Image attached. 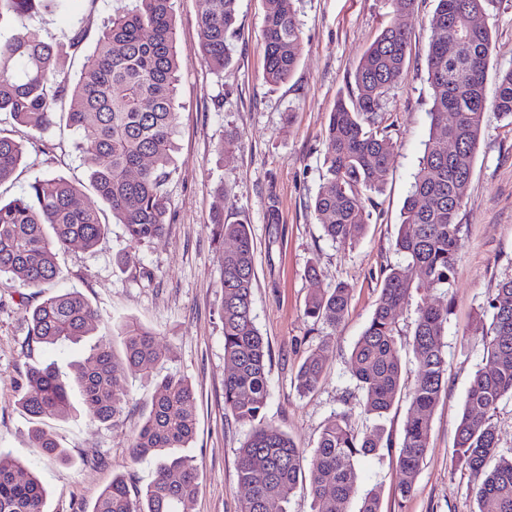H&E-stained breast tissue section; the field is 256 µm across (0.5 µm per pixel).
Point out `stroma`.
Instances as JSON below:
<instances>
[{"instance_id": "1", "label": "stroma", "mask_w": 512, "mask_h": 512, "mask_svg": "<svg viewBox=\"0 0 512 512\" xmlns=\"http://www.w3.org/2000/svg\"><path fill=\"white\" fill-rule=\"evenodd\" d=\"M130 4L73 0L69 12L39 18L43 37L69 77L79 75L104 26ZM435 6V0H416L408 14L397 9L395 0H296L303 38L300 59L286 81L271 85L262 78L263 0H239L236 29L228 38L231 63L221 73L196 51L197 20L206 0H174L181 56L177 149L165 185L170 211L165 234L137 243L111 218L94 249L75 243L60 252V287L81 291L97 313L95 334L76 343L29 352L27 313L40 298L31 289L0 281V449L39 476L47 490L46 512H83L116 476L133 488L147 484L154 465L133 462L131 438L151 410L154 380L170 372L184 376L195 393L196 428L186 450L199 475L194 512H239L245 490L237 479V454L248 428L224 408V242L212 230L218 211L226 221L248 224L253 241V309L271 350L267 421L308 455L333 414L348 412L359 432L383 428L393 449L359 459L352 512L369 493L378 496L381 512H476L471 477L455 460L453 443L468 389L482 365L479 317L499 280L512 275V125L496 112L485 113L473 175L457 217L463 232L451 293L443 298L415 291L407 309L397 314L406 373L383 418L364 413L350 365L352 348L377 306L388 269L403 262L393 241L429 133L426 58ZM392 20L410 36L408 75L391 92L382 122L395 151L383 188L368 206L365 235L356 243L339 244L324 236L312 208L324 172L325 129L337 99L354 86L361 54ZM488 22L493 50L486 93L491 96L495 72L512 68V0H503ZM77 28L86 34L78 52L70 45ZM87 136L86 130L65 126L43 136L17 128L14 137L24 146V163L0 194L20 195L39 177L84 180L78 145ZM272 210L279 215L282 233H274L267 222ZM312 266L317 269L313 278L308 275ZM339 283L352 290L344 320L331 327L306 317L308 296ZM425 302L450 307L448 383L431 415L426 458L410 479L411 495L403 498L397 488L405 477L395 447L403 437L419 369L409 335L415 310ZM124 320L157 335L160 359L152 379L126 364L117 334ZM101 337L112 342L127 401L116 424L106 428L87 419L79 391H72L69 417L52 423L72 462H52L32 446V424L16 404L18 384L33 360L49 358L68 371ZM313 353L324 357V375L313 392L303 395L296 375Z\"/></svg>"}]
</instances>
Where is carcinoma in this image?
<instances>
[{
	"instance_id": "1",
	"label": "carcinoma",
	"mask_w": 512,
	"mask_h": 512,
	"mask_svg": "<svg viewBox=\"0 0 512 512\" xmlns=\"http://www.w3.org/2000/svg\"><path fill=\"white\" fill-rule=\"evenodd\" d=\"M295 0H264L263 79L278 84L290 77L301 52ZM427 56L431 88L429 137L419 160L394 250L407 266L390 269L381 298L353 346L354 377L364 393V411L381 417L393 405L405 372L394 312L409 305L412 289L423 286L448 295L453 288L462 240L457 223L477 154L487 106L512 124V69L497 76L496 95L487 101L492 32L479 21L487 6L502 0H436ZM239 0H208L198 20L197 52L217 72L230 61L227 38L234 32ZM66 0H0V23L10 18L54 13ZM408 31L389 23L362 53L353 73L354 89L339 97L326 130L325 172L314 199L323 234L335 243H354L367 229V202L381 190L395 144L379 118L388 97L407 77ZM172 0H133L112 17L86 57L77 81L58 67L53 47L36 26L22 25L0 39V114L39 133L61 121L91 130L79 144L88 187L125 225L129 237L145 242L162 236L168 222L166 169L176 150L178 113L173 99L178 82ZM442 140L456 148L438 149ZM23 147L0 128V185L12 180ZM83 183L61 176L36 178L28 191L0 199V277L43 293L60 278L59 252L74 242L98 245L108 225L99 211L83 205ZM219 237L231 242L222 258L224 302V406L249 426L238 449L237 474L246 494L240 512H285L296 486L309 481L315 512H350L359 458L391 448L376 426L355 431L349 414L330 417L317 446L305 458L284 432L266 421L269 344L255 324V258L248 225L213 217ZM351 289L339 283L305 301L304 314L336 326L346 315ZM449 307L421 305L411 346L419 372L411 394L397 464L406 475L423 463L431 413L447 387L446 329ZM489 326L481 331L484 354L467 393L457 426L453 456L473 482L477 512H512V452H499L494 415L512 397V277L497 284L488 301ZM88 298L72 289L49 294L28 317L30 351L77 342L95 330ZM128 365L143 374L158 360L156 334L133 321L120 326ZM324 359L312 354L297 374V391L316 389ZM112 343L101 340L63 375L52 363L28 366L18 385V406L35 424L33 447L67 463L68 449L44 428L47 419L69 415L70 389L77 386L88 419L108 426L123 410ZM194 390L184 377L169 374L156 382L152 408L132 438V458L156 461L145 487L130 490L117 476L89 512H193L198 472L179 449L195 433ZM46 490L38 476L0 451V512H45Z\"/></svg>"
}]
</instances>
